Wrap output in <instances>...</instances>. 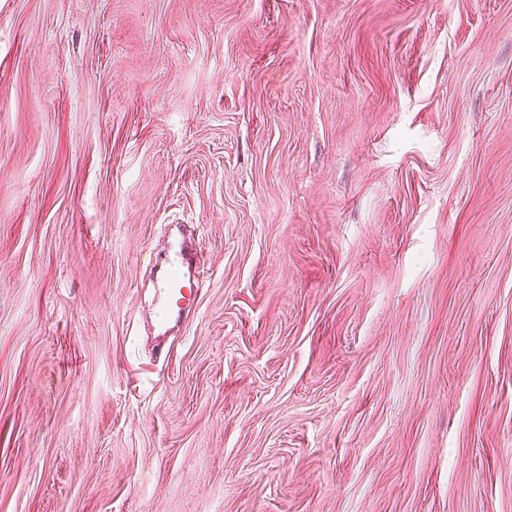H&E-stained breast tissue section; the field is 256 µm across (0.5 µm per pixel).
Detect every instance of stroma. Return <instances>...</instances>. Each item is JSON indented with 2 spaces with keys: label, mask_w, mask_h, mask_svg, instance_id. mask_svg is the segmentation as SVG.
Instances as JSON below:
<instances>
[{
  "label": "stroma",
  "mask_w": 512,
  "mask_h": 512,
  "mask_svg": "<svg viewBox=\"0 0 512 512\" xmlns=\"http://www.w3.org/2000/svg\"><path fill=\"white\" fill-rule=\"evenodd\" d=\"M0 512H512V0H0ZM195 263L193 243L179 234L171 235L164 258L154 265V316L156 328L162 334L180 327L187 316L186 292L192 293V285L199 289Z\"/></svg>",
  "instance_id": "stroma-1"
}]
</instances>
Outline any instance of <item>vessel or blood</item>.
Wrapping results in <instances>:
<instances>
[{"mask_svg":"<svg viewBox=\"0 0 512 512\" xmlns=\"http://www.w3.org/2000/svg\"><path fill=\"white\" fill-rule=\"evenodd\" d=\"M196 252L191 241L170 236L165 256L154 266L156 328L167 333L183 323L187 305V287L196 284Z\"/></svg>","mask_w":512,"mask_h":512,"instance_id":"obj_1","label":"vessel or blood"}]
</instances>
